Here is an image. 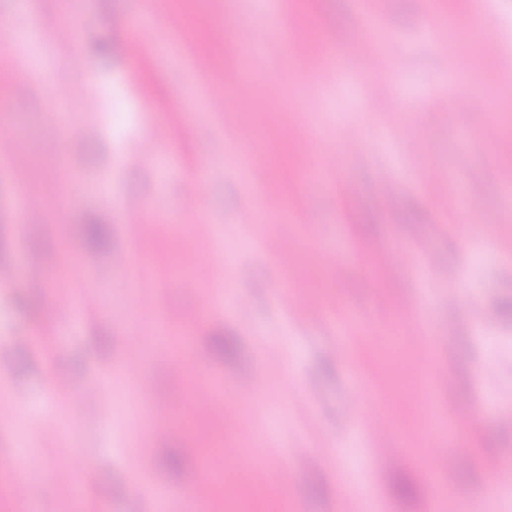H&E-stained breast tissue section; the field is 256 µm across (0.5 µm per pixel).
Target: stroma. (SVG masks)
Wrapping results in <instances>:
<instances>
[{
  "label": "stroma",
  "instance_id": "1",
  "mask_svg": "<svg viewBox=\"0 0 512 512\" xmlns=\"http://www.w3.org/2000/svg\"><path fill=\"white\" fill-rule=\"evenodd\" d=\"M144 2L0 0V47L33 18L52 23L15 49L30 76L24 92H0V126L25 157L21 166L0 157V269L35 252L46 271H70L38 293L18 278L0 282V389L6 411L24 417L0 426V512H156L138 481L179 493L216 471L227 490L213 493L209 512H362L358 485L372 512H458L463 503L512 512V496L495 508L487 499L488 469L512 466V108L494 98L512 80V0H483L479 33L468 24L472 0H431L436 15L460 22L455 34L432 36L422 30L421 0H382L387 80L374 94L371 60L344 84L318 77L326 42L364 37L357 0H159L174 22L175 54L158 51V29L128 28ZM276 17L300 28L298 53L277 42ZM219 20L220 39L210 32ZM133 34L144 46L137 57L125 50ZM482 35L498 54L475 49ZM256 41L264 51L246 55ZM243 68L251 82L225 85L226 73ZM450 87L489 108L418 123L413 103ZM490 123L497 139H474ZM354 127L359 138L345 145ZM233 140L256 151L261 178L283 199L276 214L253 205L251 172L225 149ZM344 145L327 183L310 181L315 150ZM388 177L401 187L389 207L381 201ZM192 178L199 207L186 194ZM446 188L464 203L463 228L430 204ZM132 199L151 202L156 231L140 236L126 222ZM202 236L206 256L196 248ZM271 236L288 241L283 258L260 249ZM416 244L430 248L433 268L402 265L398 252ZM133 250L149 257L134 290L109 264ZM446 268L460 279L455 305L439 276ZM284 274L303 289V314L276 300ZM228 288L237 305H225ZM136 291L188 332L185 357L154 339L149 319L134 318ZM63 293L82 305L47 334ZM316 304L392 329L396 364L386 366L376 348L344 349L333 322L309 316ZM414 304L427 308L425 323L401 315ZM120 362L129 378L117 379ZM352 363L368 380L358 392ZM61 368L70 376L65 396L51 386ZM250 378L258 400H233L237 381ZM89 387L101 409L83 405ZM206 393L229 399L223 416L196 412L195 396ZM489 393L498 404L487 409ZM151 402L169 408L158 436L139 430L138 410ZM358 407L378 413L386 431L348 429ZM475 408V425L449 429V411ZM43 420L51 432L37 431ZM427 425L451 464L428 453ZM22 442L28 484L17 500L9 486ZM297 445L316 453L292 457ZM228 448L290 459L292 476L249 486ZM386 448L393 457L383 458Z\"/></svg>",
  "mask_w": 512,
  "mask_h": 512
}]
</instances>
